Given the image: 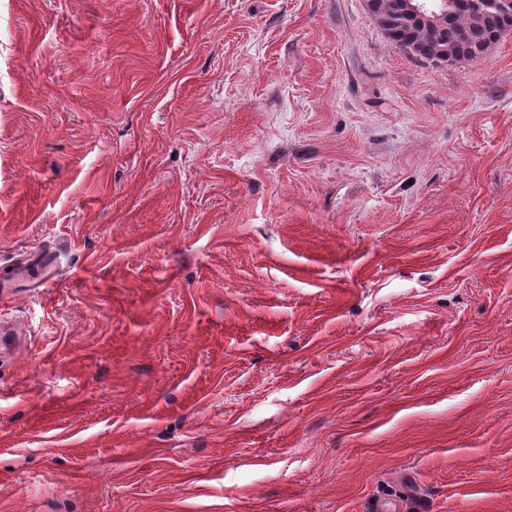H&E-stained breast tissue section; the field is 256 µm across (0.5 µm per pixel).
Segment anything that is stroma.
Returning a JSON list of instances; mask_svg holds the SVG:
<instances>
[{"instance_id": "stroma-1", "label": "stroma", "mask_w": 512, "mask_h": 512, "mask_svg": "<svg viewBox=\"0 0 512 512\" xmlns=\"http://www.w3.org/2000/svg\"><path fill=\"white\" fill-rule=\"evenodd\" d=\"M0 512H512V30L366 0H0ZM379 1H381L379 11L383 18L380 25L397 47L405 50L410 43L420 41L423 38L420 22L405 13L401 3L403 0ZM405 2L408 11L415 14L431 32L444 25L448 16L457 10L467 12L480 20L490 3L485 0H442L440 9L427 15L422 10L426 3H421V0H405ZM510 11L509 14L501 12L498 15H489L482 28L467 39H463L460 34L461 29L466 25V17L449 18L447 25L442 26L434 38L426 42L428 52L435 57L444 53L459 52L467 59H482L489 45L498 40L499 31L506 26L512 28V7Z\"/></svg>"}]
</instances>
